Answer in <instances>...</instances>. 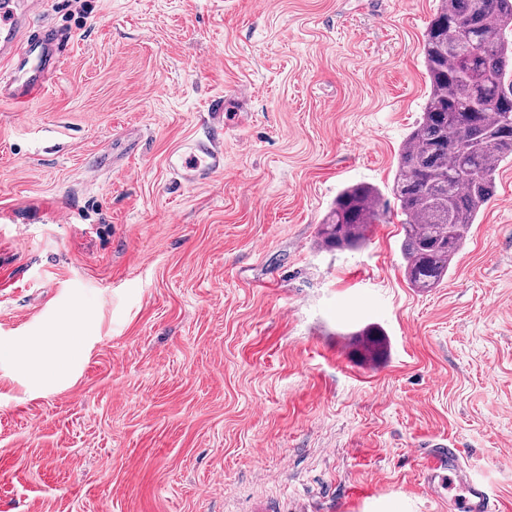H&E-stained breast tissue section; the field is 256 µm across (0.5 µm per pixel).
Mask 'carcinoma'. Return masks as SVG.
Here are the masks:
<instances>
[{"label": "carcinoma", "mask_w": 512, "mask_h": 512, "mask_svg": "<svg viewBox=\"0 0 512 512\" xmlns=\"http://www.w3.org/2000/svg\"><path fill=\"white\" fill-rule=\"evenodd\" d=\"M429 91L422 115L402 144L391 185L402 216L401 254L411 287H437L470 227L496 193V174L512 159V0H440L422 46ZM390 210L381 191L344 188L320 224L318 244L362 246ZM361 357L377 360L382 331L356 332Z\"/></svg>", "instance_id": "cac0c4a2"}]
</instances>
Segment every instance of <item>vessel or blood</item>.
Wrapping results in <instances>:
<instances>
[{"label": "vessel or blood", "instance_id": "obj_1", "mask_svg": "<svg viewBox=\"0 0 512 512\" xmlns=\"http://www.w3.org/2000/svg\"><path fill=\"white\" fill-rule=\"evenodd\" d=\"M44 0H0V102L23 106L53 85L62 66L66 36L50 24L34 25L32 15ZM201 132L171 149L166 165L179 183L196 186L224 169V100H212L200 118ZM428 484L433 492L465 481L463 450L441 438L428 446ZM465 492L448 500L450 512H491L486 488L465 482Z\"/></svg>", "mask_w": 512, "mask_h": 512}]
</instances>
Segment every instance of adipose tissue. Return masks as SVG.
Instances as JSON below:
<instances>
[{
    "label": "adipose tissue",
    "mask_w": 512,
    "mask_h": 512,
    "mask_svg": "<svg viewBox=\"0 0 512 512\" xmlns=\"http://www.w3.org/2000/svg\"><path fill=\"white\" fill-rule=\"evenodd\" d=\"M88 327L87 315L61 311L40 331L18 340L0 342V363H8L20 371L28 388L64 385L76 366L73 355L76 335Z\"/></svg>",
    "instance_id": "1"
}]
</instances>
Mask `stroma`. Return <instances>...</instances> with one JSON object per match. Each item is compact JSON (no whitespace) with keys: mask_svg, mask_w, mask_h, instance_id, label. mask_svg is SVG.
Listing matches in <instances>:
<instances>
[{"mask_svg":"<svg viewBox=\"0 0 512 512\" xmlns=\"http://www.w3.org/2000/svg\"><path fill=\"white\" fill-rule=\"evenodd\" d=\"M85 2L50 0L52 90L0 104V339L93 314L67 385L0 365V512H448L435 436L512 512V160L437 288L408 285L399 217L317 244L344 187L392 198L438 0ZM217 95L244 116L224 170L180 185L165 158ZM358 336L357 344L361 350V357L367 361H376L384 350V341L382 331L375 326H365L364 328L350 334ZM463 452L464 448L446 439L434 438L428 444V484L435 494L451 490L456 480L464 481Z\"/></svg>","mask_w":512,"mask_h":512,"instance_id":"stroma-1","label":"stroma"}]
</instances>
